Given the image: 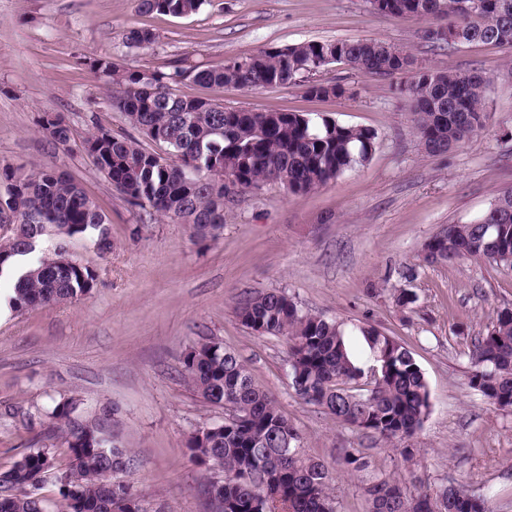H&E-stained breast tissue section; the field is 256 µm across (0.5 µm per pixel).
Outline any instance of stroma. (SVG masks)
Listing matches in <instances>:
<instances>
[{"label":"stroma","instance_id":"35a3bbf8","mask_svg":"<svg viewBox=\"0 0 512 512\" xmlns=\"http://www.w3.org/2000/svg\"><path fill=\"white\" fill-rule=\"evenodd\" d=\"M428 26L378 14L369 0H204L184 17L140 12L137 0H0V163L64 172L107 216L112 236L103 256L87 237L69 245L97 275L91 295L18 314L0 310V471L35 436L24 415L42 418L74 397L80 416L111 411L107 435L133 459L119 478L144 512H210L201 488L213 473L191 461L186 438L222 422L224 410L198 398L182 371L186 349L209 338L242 358L306 453L329 466L340 512L366 510L360 480L336 463L341 449L363 447L373 472L401 478L412 492L450 482L487 496L491 512H512V413L468 385L475 336L512 309V270L475 259L429 265L421 256L442 228L475 220L512 190V49H437L425 38ZM133 28L151 31L153 43L128 47ZM359 38L408 50L434 69L486 72L484 127L448 153L428 154L397 78L343 63L320 78L355 87L352 98H313L296 85H175L182 97L314 112L376 134L369 162L311 193L268 184L226 199L224 231L206 242L189 225L131 206L78 148L92 127L130 130L89 65L95 57L139 69L182 57L219 68L261 49ZM47 112L69 123V145L44 134ZM270 289L343 322L357 358L367 356L359 332L367 325L412 352L430 392V411L410 441L419 451L415 464L295 394L286 340L252 333L235 313L239 298ZM401 289L417 296L412 312L393 302Z\"/></svg>","mask_w":512,"mask_h":512}]
</instances>
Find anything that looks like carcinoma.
Masks as SVG:
<instances>
[{
    "label": "carcinoma",
    "instance_id": "carcinoma-1",
    "mask_svg": "<svg viewBox=\"0 0 512 512\" xmlns=\"http://www.w3.org/2000/svg\"><path fill=\"white\" fill-rule=\"evenodd\" d=\"M202 2L139 0V6L181 17L196 12ZM370 3L383 15L435 20L426 38L438 47L484 42L512 49V0ZM152 43L146 30L132 29L126 37L130 48ZM339 62L370 75L405 77L399 91L413 103L420 142L430 153L447 152L485 123L490 78L482 72L433 70L378 39L310 40L262 49L220 69L178 58L152 70L149 82L140 70L99 57L92 67L112 84V107L139 135L163 147L164 154L144 149L134 136L101 128L84 139L82 150L130 205L188 224L198 239H215L224 228L225 194L224 184L206 178L210 169L222 168L244 191L273 183L307 194L367 163L375 133L317 113L226 107L158 88L185 80L237 89L295 85L302 75ZM304 93L354 97L357 90L310 81ZM43 129L56 144L71 141V128L59 114L46 115ZM19 194L40 204L42 223L22 222L0 234V280L10 282L9 307L24 312L90 295L95 271L72 260L66 247L71 239L90 235L93 245L112 251L106 215L62 172L1 166L0 201L8 206ZM47 236L56 240L55 247L39 255ZM422 252L429 264L472 258L512 268V191L498 197L477 221L441 230ZM236 316L255 334L286 339L292 387L301 399L369 439L394 444L404 461L416 458L418 449L407 442L429 413L430 394L421 367L398 339L359 328L369 350L367 362L361 363L348 347L343 324L302 310L280 290L244 296ZM470 361L469 386L495 409L512 413V309L501 310L477 337ZM183 365L197 397L229 406L236 415L230 424L196 428L186 440L193 461L221 473L220 512H338L332 473L305 454L298 430L275 400L254 385L238 354L218 342H202L188 349ZM78 404L74 397L60 400L52 422L40 426L36 443L0 471V493H6L0 512H45L38 490L48 472L57 486L56 512H77L80 502L89 512H113L115 500H137L128 484L112 480L129 469V451L102 439L99 418L73 425ZM56 442L68 450L64 469L56 465ZM339 460L352 475L368 472V457L359 448L342 449ZM362 483L367 512H490L485 497L454 484L414 494L389 474H371Z\"/></svg>",
    "mask_w": 512,
    "mask_h": 512
}]
</instances>
